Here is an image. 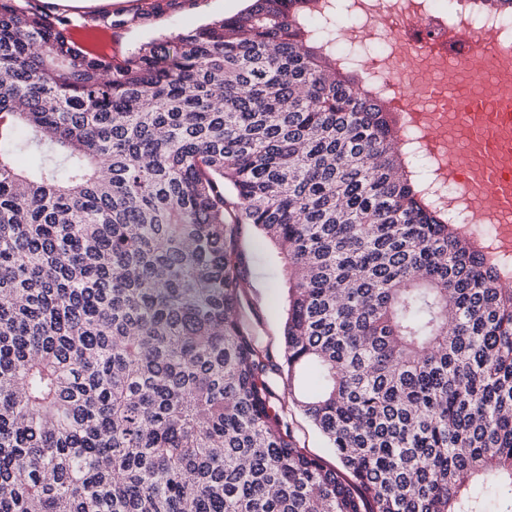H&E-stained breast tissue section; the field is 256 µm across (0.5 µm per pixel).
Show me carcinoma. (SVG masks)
Wrapping results in <instances>:
<instances>
[{"mask_svg": "<svg viewBox=\"0 0 512 512\" xmlns=\"http://www.w3.org/2000/svg\"><path fill=\"white\" fill-rule=\"evenodd\" d=\"M247 2L110 64L0 0V512H483L487 480L512 512V271L413 170L336 0ZM243 224L284 261L280 364ZM276 390L279 396L288 404L289 422L300 448H304L311 455L320 457L327 465L334 466L337 459L333 448L329 445L319 430L293 406L288 398V387L286 385L285 376L282 375L275 379Z\"/></svg>", "mask_w": 512, "mask_h": 512, "instance_id": "1", "label": "carcinoma"}]
</instances>
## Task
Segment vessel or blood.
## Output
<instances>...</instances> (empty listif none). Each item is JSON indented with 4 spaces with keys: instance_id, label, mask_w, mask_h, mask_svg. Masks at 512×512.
<instances>
[{
    "instance_id": "obj_1",
    "label": "vessel or blood",
    "mask_w": 512,
    "mask_h": 512,
    "mask_svg": "<svg viewBox=\"0 0 512 512\" xmlns=\"http://www.w3.org/2000/svg\"><path fill=\"white\" fill-rule=\"evenodd\" d=\"M395 49L407 59L464 70L466 82L454 89L426 85L433 111L449 116V123H434L433 112L421 111L401 93L391 106L419 127L440 175L460 188L476 223L493 228L500 250L511 254L512 64L503 60L507 50L497 31L448 22L434 33L415 15L397 28Z\"/></svg>"
}]
</instances>
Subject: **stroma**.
I'll return each instance as SVG.
<instances>
[{"label":"stroma","mask_w":512,"mask_h":512,"mask_svg":"<svg viewBox=\"0 0 512 512\" xmlns=\"http://www.w3.org/2000/svg\"><path fill=\"white\" fill-rule=\"evenodd\" d=\"M37 3L48 14L72 24L102 26L95 50L111 59L121 58L141 43L232 15L244 6L243 0H85L78 6L62 0ZM240 244L248 264L246 312L257 327L262 348L274 361H282L287 293L281 263L273 246L251 225H243ZM288 419L301 448L327 465H336L334 450L301 411L290 408Z\"/></svg>","instance_id":"obj_1"}]
</instances>
